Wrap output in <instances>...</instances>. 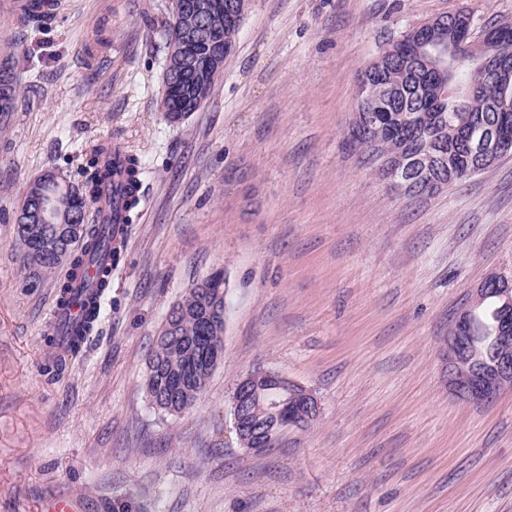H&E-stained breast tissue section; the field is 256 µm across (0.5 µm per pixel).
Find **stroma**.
Segmentation results:
<instances>
[{
  "label": "stroma",
  "instance_id": "1",
  "mask_svg": "<svg viewBox=\"0 0 512 512\" xmlns=\"http://www.w3.org/2000/svg\"><path fill=\"white\" fill-rule=\"evenodd\" d=\"M512 0H250L208 101L165 121L171 0L0 8L21 85L0 115V512H512V389L467 402L444 343L490 273H512V156L437 193H393L353 145L357 77L410 27ZM118 140L141 200L96 331L63 369L44 338L58 275L24 270L15 219L54 168L85 179ZM224 272V358L190 409L152 407L147 356L185 290ZM274 370L320 419L242 448L238 380Z\"/></svg>",
  "mask_w": 512,
  "mask_h": 512
}]
</instances>
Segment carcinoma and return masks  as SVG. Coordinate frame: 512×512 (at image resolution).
Returning <instances> with one entry per match:
<instances>
[{
	"label": "carcinoma",
	"mask_w": 512,
	"mask_h": 512,
	"mask_svg": "<svg viewBox=\"0 0 512 512\" xmlns=\"http://www.w3.org/2000/svg\"><path fill=\"white\" fill-rule=\"evenodd\" d=\"M203 9L197 13H183L164 26L159 34L166 48H174L182 33L198 31L205 25L220 33L224 42L236 43L240 25L232 23L227 14L211 12L208 0H199ZM47 0H33L24 22L39 27L50 20ZM469 70L462 64L450 72L446 69L413 68L399 59L384 66L381 80L372 81L374 100L385 108L381 118L371 121V135L380 150L390 151L399 146L392 138L388 124L402 129L412 151L419 152L425 141L432 140L448 147L447 164L440 174L460 182L467 172V155L462 150L466 126L460 124L456 113L449 111L446 99L435 95V89L450 82L455 87L468 83ZM20 85L13 67L0 69V112H12ZM501 91L492 86L477 100L473 111L464 113L469 125L497 123L512 129V109L502 110ZM121 151L118 144L101 143L91 149L88 158V177L80 185H67L50 179L36 185L39 192L55 203L50 224H30L27 233L34 241L30 248L22 249L24 267L40 278L55 273L60 267L69 268V278L58 283L60 305L71 300L72 282L89 267H96V293L85 304L82 320L66 338L51 332L47 346L60 361L67 355L78 354L100 319L101 301L110 286L112 270L118 263L123 242L117 239L110 224L88 222L89 205L102 201L105 184L112 181V171L106 160L112 152ZM127 193L132 195L124 208L123 223H132L131 212L138 204L135 192L139 188L141 164L138 157L125 152ZM500 301L495 296L487 299L475 325V332L484 341L479 358L492 354L497 345L488 340L490 325L495 323ZM209 307L207 292L195 282L186 289L182 298L172 306L176 315H168L148 356L145 390L155 408L179 414L194 405L206 388L215 366L211 359L224 351V314H206ZM504 353L512 352V344L503 346Z\"/></svg>",
	"instance_id": "obj_1"
}]
</instances>
